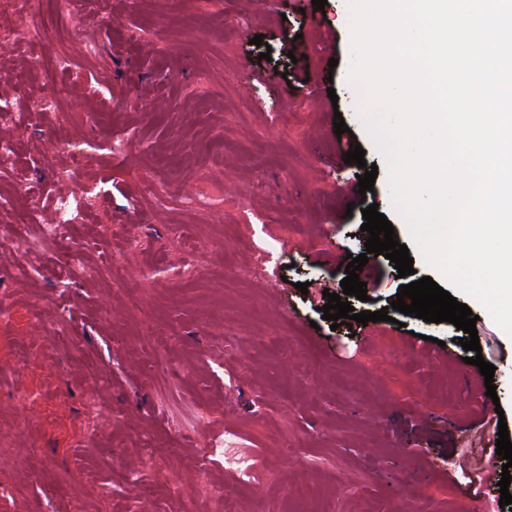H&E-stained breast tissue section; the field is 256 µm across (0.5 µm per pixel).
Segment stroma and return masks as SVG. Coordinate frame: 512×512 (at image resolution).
Wrapping results in <instances>:
<instances>
[{
	"label": "stroma",
	"mask_w": 512,
	"mask_h": 512,
	"mask_svg": "<svg viewBox=\"0 0 512 512\" xmlns=\"http://www.w3.org/2000/svg\"><path fill=\"white\" fill-rule=\"evenodd\" d=\"M70 9L81 41L60 25L0 54V95H33L48 79L60 102L52 116L20 115L6 187L39 202L34 224L60 169L94 196L55 245L80 265L36 255L31 279L0 249V305L11 311L0 320V512H448L452 501L486 512L501 470L485 472L479 496L452 473L479 455L481 417L503 409L512 431V336L456 293L495 367L490 397L453 324L392 310L388 322L334 329L321 312L326 292L342 291L346 255L366 250L362 210L373 203L415 275L369 257L355 310L390 307L412 278L441 279L411 248L386 160L351 105L347 0L320 12L312 0ZM273 32L266 60L252 40ZM38 52L68 54L72 72L21 75ZM297 73L305 87L291 82ZM338 113L378 171L350 213L339 199L359 169L338 156ZM156 180L169 187L160 209ZM189 189L222 197V210L184 207ZM106 254L115 278L83 277ZM251 267L259 277L242 276ZM141 271L133 305L120 281ZM62 308L65 348L53 333Z\"/></svg>",
	"instance_id": "stroma-1"
}]
</instances>
